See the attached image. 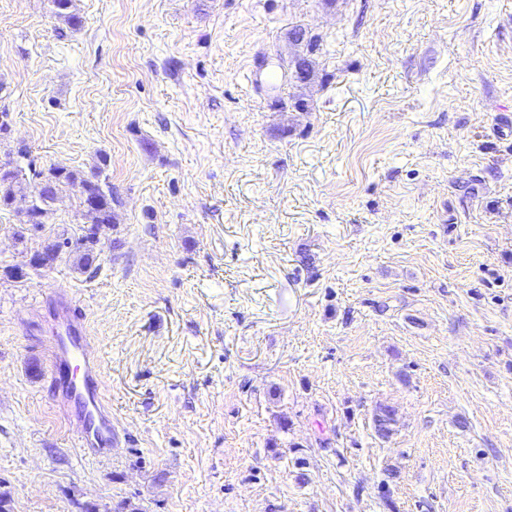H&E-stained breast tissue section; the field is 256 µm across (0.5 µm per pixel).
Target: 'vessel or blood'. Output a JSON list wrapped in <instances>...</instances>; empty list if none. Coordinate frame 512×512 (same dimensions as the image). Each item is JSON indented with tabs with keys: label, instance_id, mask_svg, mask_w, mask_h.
Returning <instances> with one entry per match:
<instances>
[{
	"label": "vessel or blood",
	"instance_id": "1",
	"mask_svg": "<svg viewBox=\"0 0 512 512\" xmlns=\"http://www.w3.org/2000/svg\"><path fill=\"white\" fill-rule=\"evenodd\" d=\"M50 381H65L69 403L78 410L77 447L91 457L112 446V413L103 398L102 351L93 348L87 330L72 323L52 329L48 336Z\"/></svg>",
	"mask_w": 512,
	"mask_h": 512
}]
</instances>
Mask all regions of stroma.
I'll use <instances>...</instances> for the list:
<instances>
[{
    "instance_id": "stroma-1",
    "label": "stroma",
    "mask_w": 512,
    "mask_h": 512,
    "mask_svg": "<svg viewBox=\"0 0 512 512\" xmlns=\"http://www.w3.org/2000/svg\"><path fill=\"white\" fill-rule=\"evenodd\" d=\"M73 10L0 0L8 512H512V0ZM56 167L112 189L93 271L27 265L86 230L68 186L24 221ZM57 291L105 460L44 377ZM18 171L0 169V207H9L18 194H23L24 184ZM50 382L64 380L68 402L78 410L77 447L96 457L112 447V411L103 399L102 349H94L84 325L82 330L63 323L48 336Z\"/></svg>"
}]
</instances>
